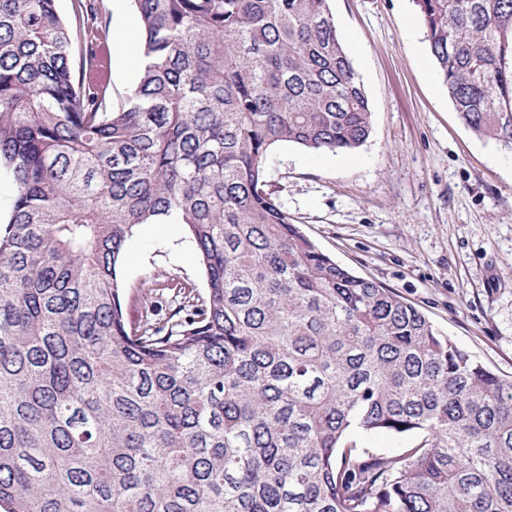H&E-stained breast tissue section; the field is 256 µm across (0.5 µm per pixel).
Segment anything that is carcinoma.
Wrapping results in <instances>:
<instances>
[{
    "mask_svg": "<svg viewBox=\"0 0 512 512\" xmlns=\"http://www.w3.org/2000/svg\"><path fill=\"white\" fill-rule=\"evenodd\" d=\"M133 2L116 107L94 0H0V512H512V380L269 189L274 146L371 134L328 0ZM417 6L459 120L512 152V0ZM162 220L206 287L145 280L130 322L123 248ZM413 441V436H396L385 432L372 434L360 439L362 446L370 448L378 454L390 457L400 454L402 448L411 445Z\"/></svg>",
    "mask_w": 512,
    "mask_h": 512,
    "instance_id": "1",
    "label": "carcinoma"
}]
</instances>
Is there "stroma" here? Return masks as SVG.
I'll return each mask as SVG.
<instances>
[{
	"mask_svg": "<svg viewBox=\"0 0 512 512\" xmlns=\"http://www.w3.org/2000/svg\"><path fill=\"white\" fill-rule=\"evenodd\" d=\"M111 31L112 101L137 80L132 0H96ZM369 100L372 131L353 152L295 145L268 154V180L326 254L392 289L493 373L512 380V153L459 120L432 62L416 0H330ZM120 277L204 289L181 224L139 226Z\"/></svg>",
	"mask_w": 512,
	"mask_h": 512,
	"instance_id": "obj_1",
	"label": "stroma"
}]
</instances>
